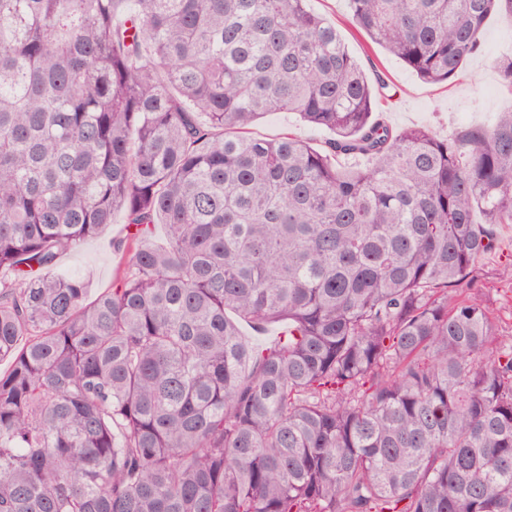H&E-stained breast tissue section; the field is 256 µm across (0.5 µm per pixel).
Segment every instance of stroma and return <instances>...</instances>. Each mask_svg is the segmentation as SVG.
I'll use <instances>...</instances> for the list:
<instances>
[{"label":"stroma","mask_w":512,"mask_h":512,"mask_svg":"<svg viewBox=\"0 0 512 512\" xmlns=\"http://www.w3.org/2000/svg\"><path fill=\"white\" fill-rule=\"evenodd\" d=\"M308 6L336 26L367 76L378 73L402 87L401 96L380 100L377 106L380 117L393 131L425 127L438 137L448 138L461 125L485 123L497 113L512 109V88L502 83L492 66L495 58L512 52L511 15L492 14L482 31L480 51L468 59L456 80L433 85L421 81L402 61L354 29L346 0H309ZM288 131L317 149L323 148L329 138L328 133L312 129L285 112L269 115L252 128L253 135L267 139ZM125 235L124 217L115 214L111 224L94 238L60 255L56 274L84 279L89 298H96L113 286L122 259L117 245ZM509 262L512 263V224H502L498 227L497 248L481 259L478 276L481 296L505 336H512V280L504 274Z\"/></svg>","instance_id":"35a3bbf8"}]
</instances>
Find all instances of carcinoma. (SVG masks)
<instances>
[{
    "mask_svg": "<svg viewBox=\"0 0 512 512\" xmlns=\"http://www.w3.org/2000/svg\"><path fill=\"white\" fill-rule=\"evenodd\" d=\"M348 8L441 84L512 0ZM388 88L307 0H0V512H512V340L477 290L512 110L395 132ZM270 112L333 138L252 135ZM117 211L90 301L55 265Z\"/></svg>",
    "mask_w": 512,
    "mask_h": 512,
    "instance_id": "obj_1",
    "label": "carcinoma"
}]
</instances>
